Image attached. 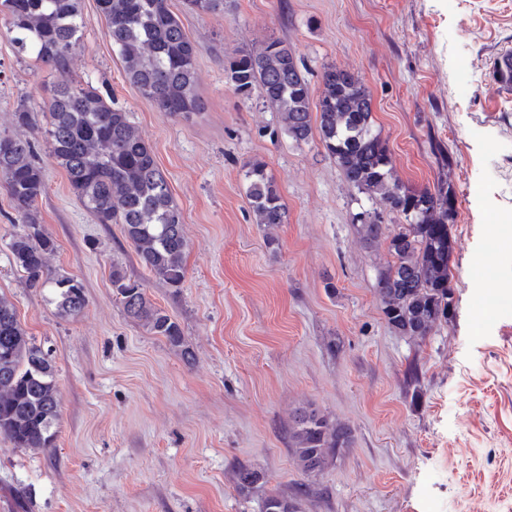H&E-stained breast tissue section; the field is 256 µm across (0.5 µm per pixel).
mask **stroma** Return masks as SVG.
Masks as SVG:
<instances>
[{"mask_svg":"<svg viewBox=\"0 0 512 512\" xmlns=\"http://www.w3.org/2000/svg\"><path fill=\"white\" fill-rule=\"evenodd\" d=\"M172 4L197 46L203 112L165 115L126 81L96 0L81 3L71 76L129 112L153 148L185 217L178 289L73 194L42 134L57 76L18 60L0 19V135L35 143L48 263L86 296L65 318L26 287L8 249L21 226L0 188V294L49 350L59 386L53 451L0 436V512H260L273 491L299 497L303 512H512V223L502 221L512 214V91L492 78L512 50V0H231L217 16ZM271 38L296 53L311 86L333 64L370 88L398 179L416 189L449 181L453 311L424 340L384 318L386 251L352 220L367 198L318 138L295 143L260 95L227 82L225 58ZM23 101L33 124L22 130ZM255 158L288 211L271 229L254 223L246 196ZM116 265L177 320L183 348L125 316ZM309 407L354 436L311 477L289 440ZM243 465L265 476L245 495Z\"/></svg>","mask_w":512,"mask_h":512,"instance_id":"stroma-1","label":"stroma"}]
</instances>
